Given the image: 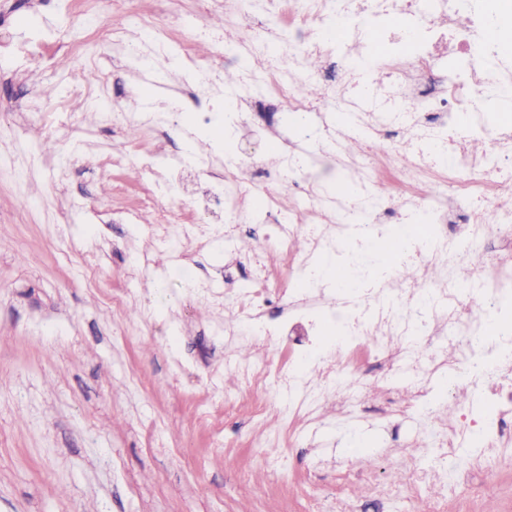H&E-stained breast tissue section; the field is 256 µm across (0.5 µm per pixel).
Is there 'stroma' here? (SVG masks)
<instances>
[{
    "mask_svg": "<svg viewBox=\"0 0 512 512\" xmlns=\"http://www.w3.org/2000/svg\"><path fill=\"white\" fill-rule=\"evenodd\" d=\"M143 18L213 64L226 33L262 22L284 38L289 27L288 14L232 4L217 25L199 0H0V21L37 46L33 63L0 57V512H239L244 502L251 512H340L350 489L366 503L374 486L386 512H414L419 501L426 512H512V467L490 490L471 474L470 500L430 484L408 497L407 450L428 429L388 416L407 405L404 389L377 387L350 417L325 402L302 422L281 416L288 397L271 389L260 395L265 413L225 407L239 358L214 359L224 345L215 328L233 308L210 305L186 281L223 282L266 230L244 224L230 239L153 245L147 172L130 178L107 158L122 146L221 165L213 133L224 111L201 129L184 103L179 121L198 128L196 143L131 124L191 76L163 62L133 78L120 45L101 37L113 26L137 31ZM76 25V46L53 35ZM81 65L102 77L76 94ZM45 88L64 111L52 145L39 113L13 111ZM272 445L279 459L249 469Z\"/></svg>",
    "mask_w": 512,
    "mask_h": 512,
    "instance_id": "obj_1",
    "label": "stroma"
}]
</instances>
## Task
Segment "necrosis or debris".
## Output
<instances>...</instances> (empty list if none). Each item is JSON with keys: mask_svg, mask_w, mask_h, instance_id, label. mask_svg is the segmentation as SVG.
<instances>
[{"mask_svg": "<svg viewBox=\"0 0 512 512\" xmlns=\"http://www.w3.org/2000/svg\"><path fill=\"white\" fill-rule=\"evenodd\" d=\"M290 21L294 34L285 42L253 35L224 41L228 62L246 63L263 53L277 57L274 69L246 72L239 97L250 110L246 131L276 129L281 108L299 113L282 170L306 168L316 149L334 154L364 196L343 198L304 177L295 185L296 199L313 213L317 228L290 266L287 284L270 285L259 273L231 297L209 288L212 302L229 300L238 310L240 322L225 325V341L240 340L246 323L262 346L284 355L276 371L256 361L239 374L253 390L276 379L296 392L297 411L313 410L332 390L343 414L356 413L374 384L321 348V323L330 318L343 326L339 351L383 361L385 383L404 377L411 410L432 417L428 446L413 451L428 462L424 480L447 485L449 466L470 442L478 449L472 468L484 483H494L512 465L499 454L512 442V126L489 119L485 90L512 92V36L504 33L492 0H304L291 9ZM337 26L345 32L339 43L331 37ZM310 56L323 59L324 68L302 70ZM310 82L322 86L319 100L303 94ZM463 108L473 120L461 137L456 114ZM339 112L350 115L349 127L336 126ZM353 131L362 136L357 157L342 153ZM380 150L400 157L422 182L443 176L442 189L408 197L382 184L371 164ZM117 159L136 161L148 172L156 198L177 193L183 165L175 159L123 151ZM206 184L209 201L234 214L252 195H262L267 205L251 212L250 221L272 226L273 250L290 251L295 217L260 164L225 159L223 173L207 172ZM418 212L424 216L421 242L398 265L410 271L408 283L392 275L371 289H342L318 276L322 255L381 237L380 215L400 220ZM274 297L282 306L270 315ZM490 319L502 327L487 343L483 331ZM436 375L461 388L482 379L478 406L433 418L430 381Z\"/></svg>", "mask_w": 512, "mask_h": 512, "instance_id": "1", "label": "necrosis or debris"}]
</instances>
